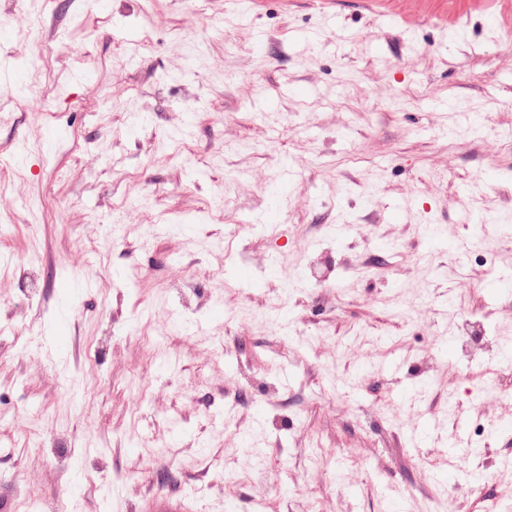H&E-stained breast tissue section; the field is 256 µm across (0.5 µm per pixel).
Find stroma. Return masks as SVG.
Segmentation results:
<instances>
[{
    "instance_id": "obj_1",
    "label": "stroma",
    "mask_w": 512,
    "mask_h": 512,
    "mask_svg": "<svg viewBox=\"0 0 512 512\" xmlns=\"http://www.w3.org/2000/svg\"><path fill=\"white\" fill-rule=\"evenodd\" d=\"M0 71L20 512H484L512 481V371L486 372L512 354V0H0ZM463 241L496 271L456 268ZM409 400L440 421L418 450ZM197 497L193 490L172 495L153 493L145 496L138 504V512H196Z\"/></svg>"
}]
</instances>
